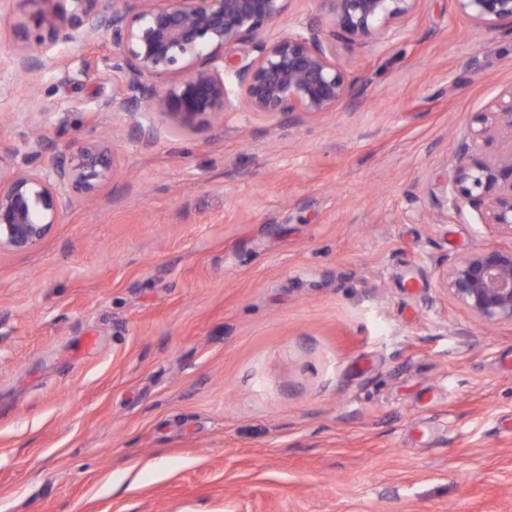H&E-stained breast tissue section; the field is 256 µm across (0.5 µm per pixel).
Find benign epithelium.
Segmentation results:
<instances>
[{"label":"benign epithelium","instance_id":"7a95c632","mask_svg":"<svg viewBox=\"0 0 512 512\" xmlns=\"http://www.w3.org/2000/svg\"><path fill=\"white\" fill-rule=\"evenodd\" d=\"M73 9L67 8V2ZM37 33L15 50V72L34 81L48 45L80 36L107 37L112 52L98 58L119 92L100 111L124 112L148 142L155 133L143 120L158 116L169 128L195 130L235 112H333L349 95L336 39L379 40L403 33L423 0H320L324 18L297 22L275 38L265 31L288 0H112L101 13L93 0H29ZM476 28L512 25V0H453ZM243 53L228 56L226 48ZM456 144L452 176L439 187L456 210L476 212L481 223L509 240L461 255L447 264L441 286L483 325H512V147L487 158L480 143L512 140V88L476 117ZM117 172L114 142L93 135L53 147L34 137L27 151L0 144V253L37 247L61 223L73 192L91 199Z\"/></svg>","mask_w":512,"mask_h":512}]
</instances>
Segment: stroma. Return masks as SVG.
Here are the masks:
<instances>
[{"label":"stroma","mask_w":512,"mask_h":512,"mask_svg":"<svg viewBox=\"0 0 512 512\" xmlns=\"http://www.w3.org/2000/svg\"><path fill=\"white\" fill-rule=\"evenodd\" d=\"M31 11L0 0V141L107 131L118 174L0 253V512H512V325L439 283L501 238L437 189L512 29L423 0L408 35L337 41L335 111L146 144L99 110L100 45L15 76Z\"/></svg>","instance_id":"obj_1"}]
</instances>
